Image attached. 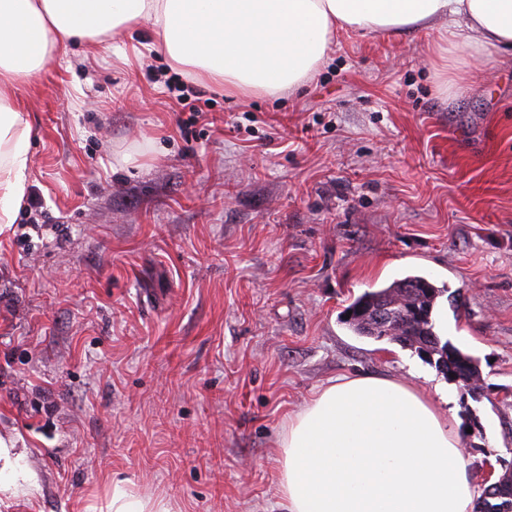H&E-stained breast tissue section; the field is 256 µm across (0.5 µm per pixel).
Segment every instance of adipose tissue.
I'll return each instance as SVG.
<instances>
[{"instance_id":"obj_1","label":"adipose tissue","mask_w":512,"mask_h":512,"mask_svg":"<svg viewBox=\"0 0 512 512\" xmlns=\"http://www.w3.org/2000/svg\"><path fill=\"white\" fill-rule=\"evenodd\" d=\"M145 24V51L241 96L299 88L347 32L436 31L432 53L456 94L468 62L512 52V0H0V224L14 222L27 189L19 89L75 44L126 59L118 38ZM278 448L285 512H474L482 494L446 417L388 377L329 382L289 417ZM39 490L25 449L0 437V505ZM90 512L170 510L117 482Z\"/></svg>"}]
</instances>
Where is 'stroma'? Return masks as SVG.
I'll return each instance as SVG.
<instances>
[{"mask_svg":"<svg viewBox=\"0 0 512 512\" xmlns=\"http://www.w3.org/2000/svg\"><path fill=\"white\" fill-rule=\"evenodd\" d=\"M430 41L341 36L301 90L202 86L193 124L155 54L78 45L20 90L33 135L0 224V435L41 490L0 512H89L117 480L173 512H282L289 417L356 374L438 402L483 483L512 451V55L472 63L449 98ZM412 272L460 293L436 329L479 358L480 399L343 324Z\"/></svg>","mask_w":512,"mask_h":512,"instance_id":"obj_1","label":"stroma"}]
</instances>
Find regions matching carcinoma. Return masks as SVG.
<instances>
[{
    "instance_id": "cac0c4a2",
    "label": "carcinoma",
    "mask_w": 512,
    "mask_h": 512,
    "mask_svg": "<svg viewBox=\"0 0 512 512\" xmlns=\"http://www.w3.org/2000/svg\"><path fill=\"white\" fill-rule=\"evenodd\" d=\"M446 292L423 276L413 275L368 290L347 307L345 323L359 336L387 339L424 357L449 381L477 398L481 390L479 360L435 331L433 312ZM476 512H512V461L498 480L484 489Z\"/></svg>"
}]
</instances>
